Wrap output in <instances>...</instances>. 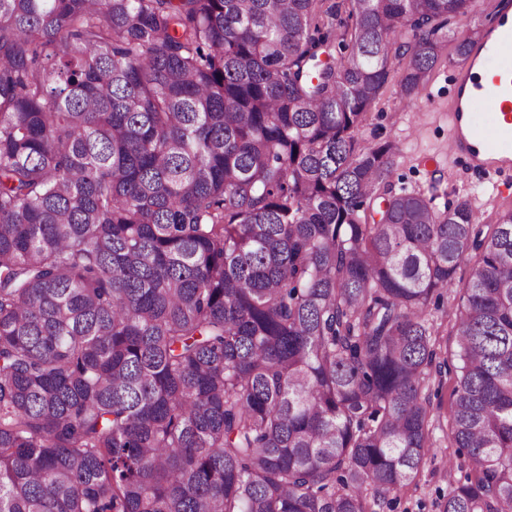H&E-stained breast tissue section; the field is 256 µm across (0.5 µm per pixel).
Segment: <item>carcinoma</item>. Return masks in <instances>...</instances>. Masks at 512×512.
I'll return each instance as SVG.
<instances>
[{"label": "carcinoma", "instance_id": "obj_1", "mask_svg": "<svg viewBox=\"0 0 512 512\" xmlns=\"http://www.w3.org/2000/svg\"><path fill=\"white\" fill-rule=\"evenodd\" d=\"M326 2L0 0V512L389 505L464 262L441 512H512V208L358 137L479 0Z\"/></svg>", "mask_w": 512, "mask_h": 512}]
</instances>
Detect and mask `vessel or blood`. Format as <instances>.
<instances>
[{
  "label": "vessel or blood",
  "mask_w": 512,
  "mask_h": 512,
  "mask_svg": "<svg viewBox=\"0 0 512 512\" xmlns=\"http://www.w3.org/2000/svg\"><path fill=\"white\" fill-rule=\"evenodd\" d=\"M512 45V12H496L458 68L448 101V152L477 173L512 168V67L495 59Z\"/></svg>",
  "instance_id": "obj_1"
}]
</instances>
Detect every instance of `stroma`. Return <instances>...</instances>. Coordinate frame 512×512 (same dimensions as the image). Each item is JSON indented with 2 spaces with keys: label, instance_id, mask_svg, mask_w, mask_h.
Masks as SVG:
<instances>
[{
  "label": "stroma",
  "instance_id": "stroma-1",
  "mask_svg": "<svg viewBox=\"0 0 512 512\" xmlns=\"http://www.w3.org/2000/svg\"><path fill=\"white\" fill-rule=\"evenodd\" d=\"M457 67L441 60L435 67L425 91L410 104L401 101V64H392L388 80L371 110L369 121L360 130L367 142L400 140L402 156L396 160L394 187L424 188L431 178L442 177L438 205L456 201L463 190L478 185L483 189L475 208L481 219H493L496 212L512 206V170L487 175H473L459 163L449 161L448 121L444 106L454 88ZM436 344L447 362L442 375L432 376L428 393L433 415V445L417 481L401 491L386 512H439V504L448 495V461L454 453L448 446L450 407L455 385V338L448 326H441Z\"/></svg>",
  "mask_w": 512,
  "mask_h": 512
}]
</instances>
